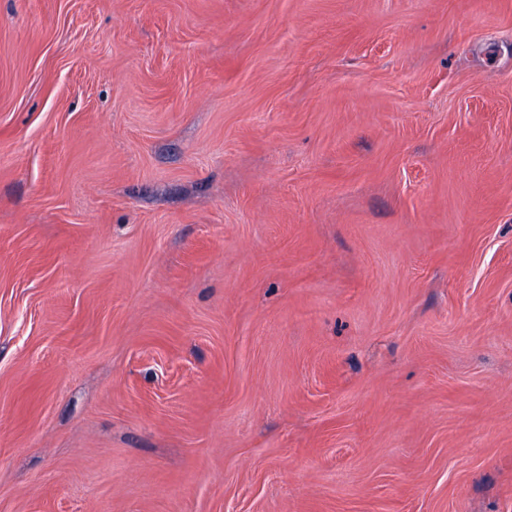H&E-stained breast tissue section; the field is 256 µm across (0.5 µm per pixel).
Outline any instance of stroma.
<instances>
[{
	"instance_id": "obj_1",
	"label": "stroma",
	"mask_w": 512,
	"mask_h": 512,
	"mask_svg": "<svg viewBox=\"0 0 512 512\" xmlns=\"http://www.w3.org/2000/svg\"><path fill=\"white\" fill-rule=\"evenodd\" d=\"M0 512H512V0H0Z\"/></svg>"
}]
</instances>
